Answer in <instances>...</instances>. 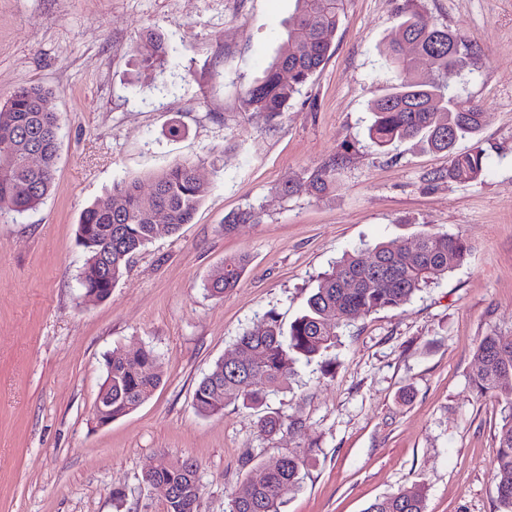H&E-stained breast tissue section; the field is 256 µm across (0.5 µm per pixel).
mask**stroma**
Segmentation results:
<instances>
[{
  "label": "stroma",
  "mask_w": 512,
  "mask_h": 512,
  "mask_svg": "<svg viewBox=\"0 0 512 512\" xmlns=\"http://www.w3.org/2000/svg\"><path fill=\"white\" fill-rule=\"evenodd\" d=\"M422 4L472 46L447 83L484 114L478 183L439 179L447 154L368 139L405 0H346L329 59L273 120L240 98L295 0H0V102L40 84L61 123L51 193L0 215V512H164L144 474L186 457L199 465L197 512H227L243 481L299 446L312 453L282 512H365L414 486L426 512H504L489 468L511 409L469 376L482 336L512 337V0ZM145 30L169 49L148 76L130 51ZM182 160L210 187L194 220L159 231L107 300L82 301L83 209ZM330 162L335 190L307 191ZM290 181L303 191L282 195ZM248 209L254 223H232ZM425 230L472 251L406 304L343 326L332 374L295 365L267 407L299 431L267 434L233 405L197 414V383L264 314L290 324L344 254ZM237 255L248 258L237 288L211 296L209 275ZM115 347L153 349L161 384L101 426L93 406Z\"/></svg>",
  "instance_id": "1"
}]
</instances>
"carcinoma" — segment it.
<instances>
[{
	"mask_svg": "<svg viewBox=\"0 0 512 512\" xmlns=\"http://www.w3.org/2000/svg\"><path fill=\"white\" fill-rule=\"evenodd\" d=\"M288 37L269 63L263 78L241 96L244 110L264 112L274 119L329 57L344 14L345 0H295ZM409 6L382 51L385 65L395 75L389 91L371 104L373 122L368 128L371 144L383 149L396 141L412 140L422 148L448 152V169L441 179L475 183L485 169V152L479 145L483 113L457 94L448 92L443 76L467 65L468 46L452 31L430 20L419 7ZM141 68L164 70L168 49L157 37L134 41ZM60 118L54 94L38 85L17 88L0 105V152L13 155V164L0 167V212L23 214L35 209L50 194L60 145ZM462 140L473 145L456 151ZM40 145L45 174L34 176L25 167L28 147ZM31 178L30 193L16 191L18 181ZM151 189L144 192L138 180L112 186V192L93 202L82 213L76 238L85 260L79 273L81 297L105 301L123 277L132 258L156 237L152 214L167 213L165 229L173 234L189 224L209 193L196 176L191 161H177L149 175ZM309 186L318 192L334 188L331 171L316 172ZM470 252L458 234L426 230L409 243H379L371 255H346L325 273L299 317L283 327L277 315H264L238 340L244 357L226 356L200 380L194 392L198 414L210 416L233 404L247 410L266 405L270 395L288 385L292 365L314 362L324 368L326 352L337 330L347 322L404 305L438 275L460 266ZM243 256L224 259L211 272L207 290L214 296L235 288L244 272ZM477 370L471 379L481 393L502 390L500 378L512 377V339L494 332L476 347ZM106 376L99 389L94 417L100 424L129 414L145 403L160 384L158 357L141 348L133 353L115 348L105 358ZM269 434L283 429L276 413L259 418ZM498 452L492 461L497 497L505 512H512V414L497 431ZM308 451L293 449L260 482H243L230 500L229 512H281L288 495L303 479ZM151 483L173 490L167 512H196L201 495L197 464L189 459L164 461L147 473ZM366 512H425L419 488L401 490L377 499Z\"/></svg>",
	"mask_w": 512,
	"mask_h": 512,
	"instance_id": "cac0c4a2",
	"label": "carcinoma"
}]
</instances>
